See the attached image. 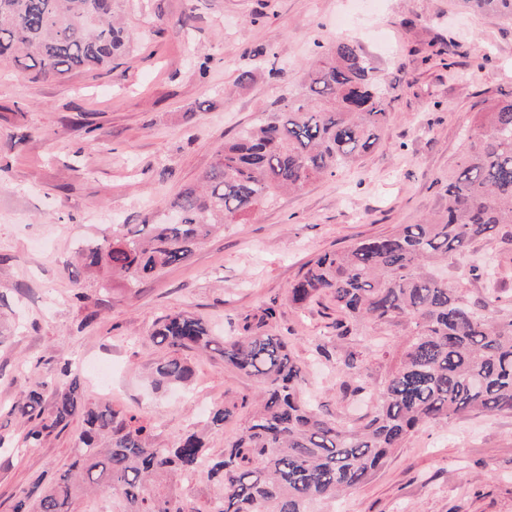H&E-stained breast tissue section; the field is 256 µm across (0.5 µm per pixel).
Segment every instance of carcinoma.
<instances>
[{
    "label": "carcinoma",
    "instance_id": "obj_1",
    "mask_svg": "<svg viewBox=\"0 0 512 512\" xmlns=\"http://www.w3.org/2000/svg\"><path fill=\"white\" fill-rule=\"evenodd\" d=\"M461 2L512 21V0ZM119 9L120 0H0V62L23 66L35 80L110 70L132 42ZM375 72L355 41L318 52L305 92L282 96L265 121L224 143L198 185L169 201L180 222L146 220L136 231L105 235L80 250L84 267L132 288L189 261L211 233L256 206L360 159L377 144L388 115ZM483 128L448 179L443 212L324 253L288 289L299 305L328 296L341 316L339 338L362 321L409 329L370 418L344 427L304 399L306 366L292 355L288 337L265 330L276 321L274 307L244 315L239 335L222 338L200 318L168 315L150 336L170 351L155 367L157 384L188 381L192 371L174 353L196 349L219 354L260 388L224 454L208 455L196 432L158 446L148 421L85 400L81 375L65 360L62 381L36 382L11 413L39 419L25 435L28 445L82 419L75 459L55 482L37 480L23 491L15 512H71L74 499L87 493L113 495V512H184L157 490L172 473L214 483L205 505L189 512H309L311 502L365 483L421 425L512 413V320L488 315L492 295L476 308L440 271L473 242L512 224V100L496 104ZM343 363L351 379L346 390H364L355 354ZM48 395L50 414H35ZM233 416L218 406L208 424L219 428Z\"/></svg>",
    "mask_w": 512,
    "mask_h": 512
}]
</instances>
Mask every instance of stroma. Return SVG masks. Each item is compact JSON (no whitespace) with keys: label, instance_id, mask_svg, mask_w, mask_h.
Returning a JSON list of instances; mask_svg holds the SVG:
<instances>
[{"label":"stroma","instance_id":"1","mask_svg":"<svg viewBox=\"0 0 512 512\" xmlns=\"http://www.w3.org/2000/svg\"><path fill=\"white\" fill-rule=\"evenodd\" d=\"M345 10L364 12L362 24L338 27ZM123 13L134 45L112 71L36 81L0 63V435L22 439L30 424L7 407L61 358L99 359L112 364V393L88 379L87 401L133 411L162 446L205 431L209 453L222 455L251 414L254 381L217 355L182 350L188 390L153 388L164 351L149 335L162 317L187 313L221 336L266 306L309 368L307 396L338 422L363 420L406 344L403 329L365 323L337 339L331 300L298 307L288 287L317 255L442 208L468 133L512 98V24L458 0H125ZM343 40L363 47L387 88V122L358 163L256 207L188 264L139 287L106 288L83 270V242L164 213L226 140L300 92L315 45ZM259 46L264 56L251 59ZM244 69L253 77L241 85ZM487 266L493 279L481 274ZM448 281L473 303L495 294L499 316L512 317V226L449 261ZM340 351L362 364L364 392L344 393ZM215 405L234 416L209 431ZM82 428L76 419L37 447L0 450V512H12L38 476L66 470ZM313 510L512 512V415L424 426L375 476Z\"/></svg>","mask_w":512,"mask_h":512}]
</instances>
